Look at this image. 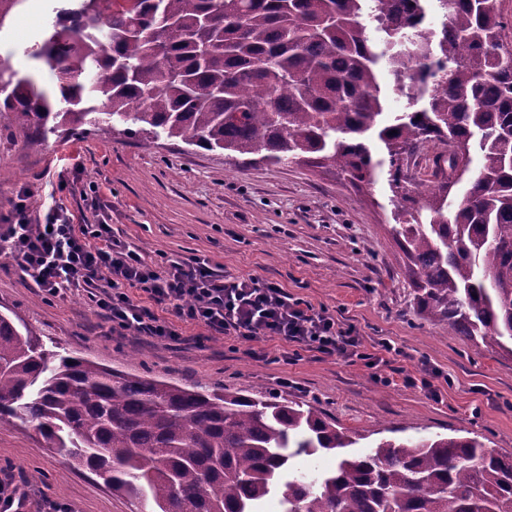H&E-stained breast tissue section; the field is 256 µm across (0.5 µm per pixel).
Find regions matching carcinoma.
<instances>
[{
	"instance_id": "cac0c4a2",
	"label": "carcinoma",
	"mask_w": 512,
	"mask_h": 512,
	"mask_svg": "<svg viewBox=\"0 0 512 512\" xmlns=\"http://www.w3.org/2000/svg\"><path fill=\"white\" fill-rule=\"evenodd\" d=\"M55 0L31 55L0 57V126H86L228 156L328 167L372 185L393 168L388 233L420 318L512 353V32L503 0ZM380 21L375 42L368 17ZM419 69L409 72L404 58ZM427 105L389 117L378 74ZM430 183L402 190L427 145ZM0 420L29 424L144 512H512V454L478 437L382 439L319 408L112 370L45 348L0 313ZM333 454L311 472L301 456Z\"/></svg>"
}]
</instances>
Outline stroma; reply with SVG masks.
<instances>
[{"label": "stroma", "instance_id": "stroma-1", "mask_svg": "<svg viewBox=\"0 0 512 512\" xmlns=\"http://www.w3.org/2000/svg\"><path fill=\"white\" fill-rule=\"evenodd\" d=\"M46 0H25L0 29V56L48 86L56 74L28 53L49 24ZM32 211L60 198L78 220L97 223L92 194L111 224L149 257L205 255L235 276H256L335 313L367 346L401 349L395 366L446 376L440 400L417 388L386 386L362 363L300 348L280 338L209 337L181 325L179 344L120 336L82 295L46 301L16 262L0 267V312L20 319L47 348L111 368L207 388L265 391L311 404L368 440L407 434L481 436L512 453V356L476 348L413 312L404 255L392 223L387 171L352 184L330 168L247 164L178 140L150 141L89 129L26 136L0 128V218L18 192ZM22 467L32 500L49 497L78 512H139L70 457L48 448L30 426L0 422V461Z\"/></svg>", "mask_w": 512, "mask_h": 512}]
</instances>
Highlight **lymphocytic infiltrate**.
I'll return each instance as SVG.
<instances>
[{"mask_svg": "<svg viewBox=\"0 0 512 512\" xmlns=\"http://www.w3.org/2000/svg\"><path fill=\"white\" fill-rule=\"evenodd\" d=\"M13 209L14 223L0 225V254L16 260L47 300L86 292L112 332L175 341L178 323H195L215 338L277 336L370 368L386 365L393 351L388 343L370 350L328 308L293 297L278 284L227 274L208 257L147 259L110 224L76 223L60 201L33 217L22 195Z\"/></svg>", "mask_w": 512, "mask_h": 512, "instance_id": "f902f5d3", "label": "lymphocytic infiltrate"}]
</instances>
